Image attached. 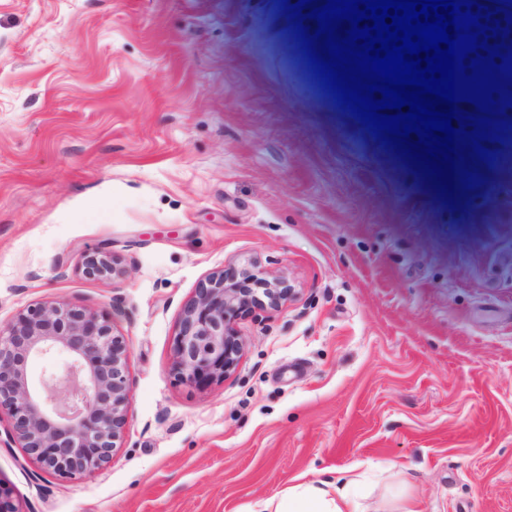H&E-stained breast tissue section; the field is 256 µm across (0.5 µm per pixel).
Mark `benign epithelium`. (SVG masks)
Listing matches in <instances>:
<instances>
[{"instance_id": "1", "label": "benign epithelium", "mask_w": 512, "mask_h": 512, "mask_svg": "<svg viewBox=\"0 0 512 512\" xmlns=\"http://www.w3.org/2000/svg\"><path fill=\"white\" fill-rule=\"evenodd\" d=\"M93 278L116 273L111 254L85 256ZM262 296H257V292ZM291 288L254 265L205 279L184 306L173 370L184 381L222 380L238 365L243 346L226 316L290 296ZM64 352L70 361L49 371L37 389L31 358ZM127 346L109 314L65 302L37 304L0 327V416L12 437L40 468L65 476L90 475L112 461L126 424Z\"/></svg>"}]
</instances>
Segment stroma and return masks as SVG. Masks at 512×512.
Wrapping results in <instances>:
<instances>
[{"label": "stroma", "instance_id": "stroma-1", "mask_svg": "<svg viewBox=\"0 0 512 512\" xmlns=\"http://www.w3.org/2000/svg\"><path fill=\"white\" fill-rule=\"evenodd\" d=\"M277 0H0V326L112 316L111 463L42 471L0 420L19 512H248L301 484L364 512H512V170L452 210L319 87ZM117 273L91 279L86 254ZM257 263L224 380L172 370L184 305Z\"/></svg>", "mask_w": 512, "mask_h": 512}]
</instances>
